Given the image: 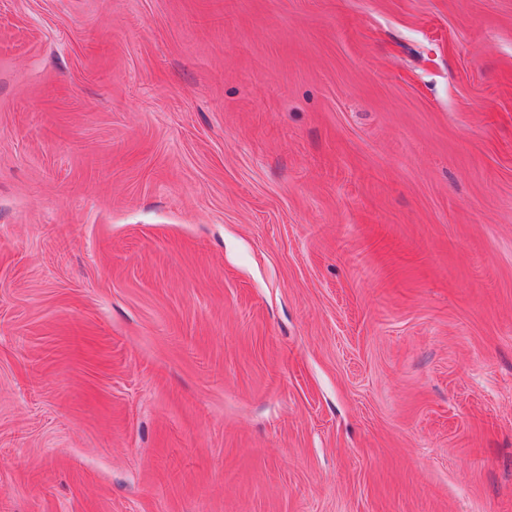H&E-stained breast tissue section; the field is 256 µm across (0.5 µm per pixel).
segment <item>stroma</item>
<instances>
[{
	"mask_svg": "<svg viewBox=\"0 0 512 512\" xmlns=\"http://www.w3.org/2000/svg\"><path fill=\"white\" fill-rule=\"evenodd\" d=\"M0 512H512V0H0Z\"/></svg>",
	"mask_w": 512,
	"mask_h": 512,
	"instance_id": "stroma-1",
	"label": "stroma"
}]
</instances>
